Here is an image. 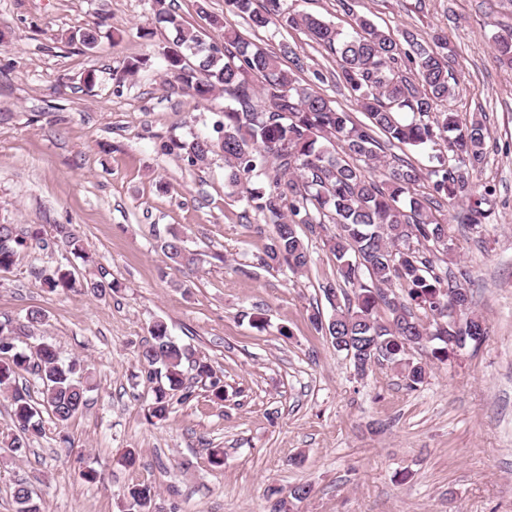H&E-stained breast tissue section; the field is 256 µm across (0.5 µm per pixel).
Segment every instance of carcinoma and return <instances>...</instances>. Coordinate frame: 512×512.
Wrapping results in <instances>:
<instances>
[{"label": "carcinoma", "mask_w": 512, "mask_h": 512, "mask_svg": "<svg viewBox=\"0 0 512 512\" xmlns=\"http://www.w3.org/2000/svg\"><path fill=\"white\" fill-rule=\"evenodd\" d=\"M225 6L247 18L257 28L270 25L300 28L335 58L339 77L365 120L356 121L295 73L306 63L289 45L282 54L245 42L232 28H224V47L204 42L166 7L154 0L155 20L172 35L173 51L165 52L166 70L177 88L206 101L218 92L230 94L237 107L224 108L216 122V137H199L163 145L176 150L191 167H202L216 150L224 154L225 177L236 188L247 209L272 220L269 244L259 262L286 265L293 273L304 271L310 261L300 227L313 230L334 224L337 233L328 246L336 258V280L322 285L329 316L311 315L315 329L327 336L338 352L359 355L352 363L364 376L376 362L398 368L407 388L425 382L428 365L408 357L409 350L438 340L432 350L439 361L448 350L467 343L480 345L487 336L482 319L471 311L469 292L463 287L466 272L440 270L436 261L449 256L448 225L436 216L446 205L491 195L479 189L473 174L487 157L488 129L483 121L461 123L448 110L456 78L450 70L448 40L435 35L429 48L406 31L402 40L376 26L365 15H354L351 31L313 15H295L284 0H225ZM495 57L512 66V28L493 37ZM290 66L283 68L282 59ZM261 78L263 104L254 102L244 76ZM426 150L439 144L444 151L429 155L430 169L415 167L395 155L386 157L384 144ZM383 168L375 181L368 170ZM427 181V192L414 186ZM475 201L461 223L478 225L490 212ZM64 249L89 261L83 240L72 224L55 225L46 249ZM28 248L25 237L12 224H0V270L8 271ZM176 267L197 264V255L172 232L160 245ZM42 285L50 292L81 288L95 297L118 291L111 280L80 282L60 267L45 274ZM354 289L349 299L344 286ZM401 293H395V289ZM421 315H416L415 310ZM27 324L0 323V391L10 402V430L0 435V445L19 456L33 437L45 435L41 411L57 428L66 427L87 406L94 378L79 361L60 363L55 348L40 342L25 349L14 337L25 328L46 322L40 309L27 313ZM150 341L140 353L145 379L152 384L150 418L164 420L173 404H184L193 391L184 386L182 367L189 364L196 377L209 381L212 399L224 401V385L211 364L195 350L170 336L157 320L149 328ZM32 374L41 384V405L27 388L16 384L22 374ZM153 487L135 484L126 493L128 512H154ZM16 512H40V505L26 483L13 490Z\"/></svg>", "instance_id": "1"}]
</instances>
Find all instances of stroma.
<instances>
[{
  "label": "stroma",
  "instance_id": "obj_1",
  "mask_svg": "<svg viewBox=\"0 0 512 512\" xmlns=\"http://www.w3.org/2000/svg\"><path fill=\"white\" fill-rule=\"evenodd\" d=\"M167 2L207 42L222 41L212 14L250 44L289 45L307 63L301 80L323 73L320 92L361 120L334 56L303 30L255 28L224 0ZM287 4L345 30L357 13L397 37L447 38L457 78L448 107L489 133L478 175L492 190L489 223L444 213L452 266L467 273L486 340L443 363L431 346L410 349L429 366L414 390L387 363L355 376L308 318L328 307L320 287L336 278L327 246L335 225L304 232L305 271L261 267L266 221L245 216L226 187L223 153L191 168L160 151L211 134L230 98L201 102L170 86L163 53L172 37L155 22L153 0H0V224L46 239L55 225H75L92 255L85 263L57 248L24 252L0 271V323L44 310L45 324L17 345L49 342L97 381L64 430L47 426L26 455L0 456V512H15L19 480L42 512H122L135 484L154 488L160 512H274L281 498L288 512H512V68L492 46L512 27V0ZM91 26L95 49L70 41ZM134 59L143 66L131 75ZM171 228L200 253L197 267L166 270L158 244ZM59 265L121 288L99 298L47 291L38 273ZM158 319L212 364L223 402L198 382L194 400L148 421L139 353ZM215 448L223 466L209 461ZM129 450L132 467L122 462ZM89 469L99 481L81 479ZM298 484L309 496L289 499Z\"/></svg>",
  "mask_w": 512,
  "mask_h": 512
}]
</instances>
